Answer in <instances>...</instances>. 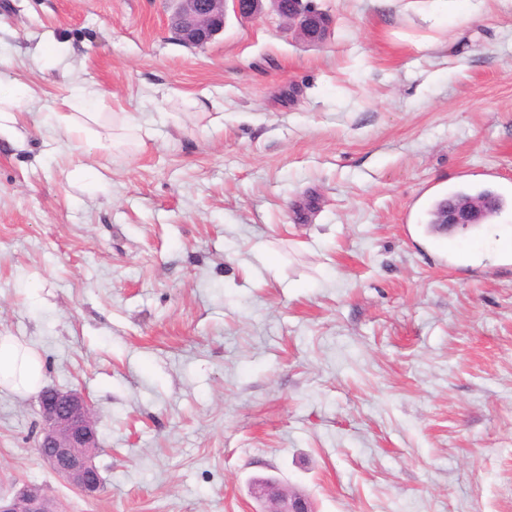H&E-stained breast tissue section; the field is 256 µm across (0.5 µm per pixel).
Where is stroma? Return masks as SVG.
<instances>
[{
  "label": "stroma",
  "instance_id": "stroma-1",
  "mask_svg": "<svg viewBox=\"0 0 512 512\" xmlns=\"http://www.w3.org/2000/svg\"><path fill=\"white\" fill-rule=\"evenodd\" d=\"M311 46L227 14L202 48L172 0H0V334L97 413L87 499L0 394V496L65 512H512V0H314ZM99 91L103 144L54 112ZM152 139L142 140L140 128ZM489 187L495 223L427 232ZM35 89L26 85H15L14 89L10 92H3L1 87L0 92V122L2 113H7L11 116L13 121H17L18 117L23 112L22 100L26 97L32 96ZM481 199H486L490 203L488 215L484 219L486 221L493 219L495 214L498 216L506 207V201H504L502 197L491 188H483L475 191L469 189H458L449 192L448 196L437 200L432 205L428 211L427 224H433L435 222L439 208L446 200L448 201L444 203L439 212V224H436L438 228L448 233L457 227H467L470 225L481 224L488 208L487 203L454 201H477ZM249 491L262 506L256 512H315L305 494L288 490L276 478H254L249 485ZM0 512H63V510L43 486L25 484L12 498L0 497Z\"/></svg>",
  "mask_w": 512,
  "mask_h": 512
}]
</instances>
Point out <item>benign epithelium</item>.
I'll return each mask as SVG.
<instances>
[{"label": "benign epithelium", "instance_id": "obj_1", "mask_svg": "<svg viewBox=\"0 0 512 512\" xmlns=\"http://www.w3.org/2000/svg\"><path fill=\"white\" fill-rule=\"evenodd\" d=\"M171 30L190 47H203L224 30L227 9L244 19L263 10V0H174ZM287 30L305 42L318 45L331 36L333 25L320 22L321 10L313 0H268ZM486 203L454 201L442 206L437 227L450 232L457 227L480 224ZM41 428L35 448L39 456L66 484L87 498L97 495L102 485L94 464L99 448L96 412L88 397L77 390L45 388L39 394ZM251 496L261 505L258 512H315L309 498L290 491L278 479L255 478ZM0 512H63L61 505L38 484H26L13 497H0Z\"/></svg>", "mask_w": 512, "mask_h": 512}]
</instances>
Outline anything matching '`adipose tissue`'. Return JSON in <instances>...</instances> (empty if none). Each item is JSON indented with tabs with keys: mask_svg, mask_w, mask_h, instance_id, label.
<instances>
[{
	"mask_svg": "<svg viewBox=\"0 0 512 512\" xmlns=\"http://www.w3.org/2000/svg\"><path fill=\"white\" fill-rule=\"evenodd\" d=\"M94 90L78 87L61 100L56 120L72 139H83L98 115L90 105ZM43 384V367L39 352L31 344L15 336L0 335V392L24 398L37 393Z\"/></svg>",
	"mask_w": 512,
	"mask_h": 512,
	"instance_id": "obj_1",
	"label": "adipose tissue"
}]
</instances>
